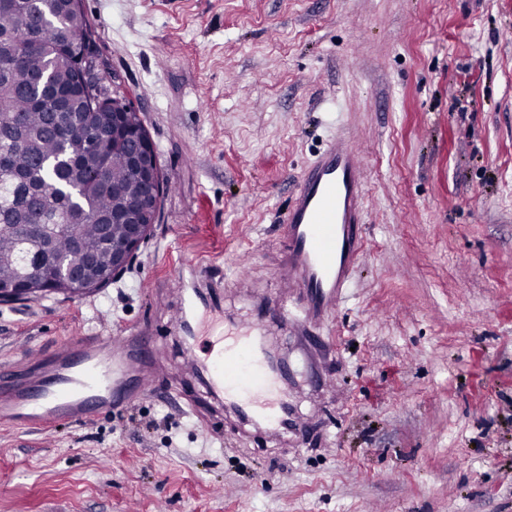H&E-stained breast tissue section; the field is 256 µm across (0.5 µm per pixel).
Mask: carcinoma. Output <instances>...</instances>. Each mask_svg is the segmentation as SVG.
Instances as JSON below:
<instances>
[{
	"mask_svg": "<svg viewBox=\"0 0 512 512\" xmlns=\"http://www.w3.org/2000/svg\"><path fill=\"white\" fill-rule=\"evenodd\" d=\"M88 20L62 0H0V284L26 270L56 279L58 262L93 259L112 275V240L100 225L141 203L135 172L119 160L127 133L99 131L111 156L82 152L97 129L77 80L73 42Z\"/></svg>",
	"mask_w": 512,
	"mask_h": 512,
	"instance_id": "carcinoma-1",
	"label": "carcinoma"
}]
</instances>
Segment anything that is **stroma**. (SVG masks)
Here are the masks:
<instances>
[{"label": "stroma", "instance_id": "stroma-1", "mask_svg": "<svg viewBox=\"0 0 512 512\" xmlns=\"http://www.w3.org/2000/svg\"><path fill=\"white\" fill-rule=\"evenodd\" d=\"M102 77L170 187L132 266L0 302V368L143 330L155 394L90 425L0 426V512H512V0H82ZM365 162V247L307 427L247 434L161 329L179 270L271 284L277 227L336 130Z\"/></svg>", "mask_w": 512, "mask_h": 512}]
</instances>
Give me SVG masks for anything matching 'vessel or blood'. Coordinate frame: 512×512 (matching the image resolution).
Listing matches in <instances>:
<instances>
[{"mask_svg": "<svg viewBox=\"0 0 512 512\" xmlns=\"http://www.w3.org/2000/svg\"><path fill=\"white\" fill-rule=\"evenodd\" d=\"M364 170L344 133L305 169L280 225L275 274L287 291L276 297L255 294L256 325L222 347L206 346L200 315L216 307L223 287L196 271L192 285L176 283L177 310L164 329L179 343L194 379L223 396L229 416L255 431L278 436L300 430L282 388L289 368L269 356L259 321L273 318L301 336L306 348L323 347L318 332L334 321L362 253ZM133 372L140 395L151 396L154 373L141 332L59 344L28 376L14 381L9 370L0 369V425L36 431L61 422L92 423L129 398Z\"/></svg>", "mask_w": 512, "mask_h": 512, "instance_id": "b4317fda", "label": "vessel or blood"}]
</instances>
